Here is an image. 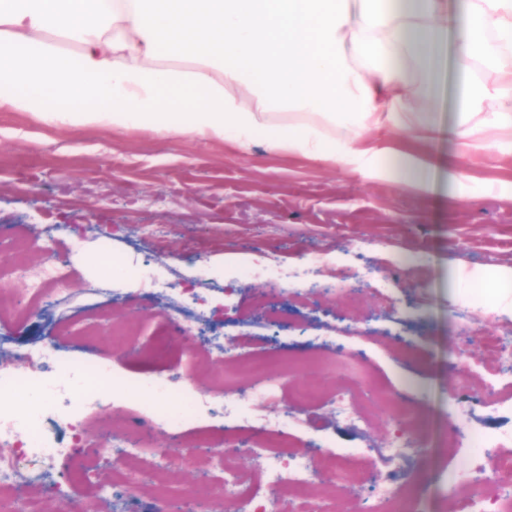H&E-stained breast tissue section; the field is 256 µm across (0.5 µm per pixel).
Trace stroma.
Segmentation results:
<instances>
[{
    "label": "stroma",
    "mask_w": 512,
    "mask_h": 512,
    "mask_svg": "<svg viewBox=\"0 0 512 512\" xmlns=\"http://www.w3.org/2000/svg\"><path fill=\"white\" fill-rule=\"evenodd\" d=\"M385 135L419 138L436 171L460 166L473 183L423 194L333 161L271 152L260 141L245 154L190 133L63 128L0 112V226L25 235L36 252L48 246L52 226L77 246L69 257L71 297L34 311L27 323L0 321V336L68 349L91 326L89 351L111 359L124 378L191 370L198 387L214 389L211 368L189 366L185 357L197 338L170 333L171 299L117 278L111 289H87L97 275L82 255L96 250L91 229L99 227L112 236L113 263L131 275L148 260L160 279L207 296L208 329L253 337L259 353L333 356L293 372L294 382L329 390L352 372L353 357L366 363L383 397L370 428L347 424L323 404L301 410L284 397L271 409L286 421L292 444L360 449L364 481L337 492L336 512L369 499L383 467L405 474L410 512H457L474 487L448 446L449 423L512 430V407L493 408L459 390L460 370L479 367L487 337L512 342V302L473 279L512 266V155L474 152L426 129ZM340 272L357 289L354 306L337 288ZM261 297L284 316L282 325L253 312ZM116 325L132 327L145 350L169 335V356L146 361L116 352ZM396 394L410 409L402 432L418 450L384 463L376 451L394 438L388 399ZM452 471L459 474L453 485Z\"/></svg>",
    "instance_id": "35a3bbf8"
}]
</instances>
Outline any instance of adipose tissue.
Here are the masks:
<instances>
[{"label": "adipose tissue", "instance_id": "1", "mask_svg": "<svg viewBox=\"0 0 512 512\" xmlns=\"http://www.w3.org/2000/svg\"><path fill=\"white\" fill-rule=\"evenodd\" d=\"M0 0V112L63 126L189 132L250 151L257 133L272 151L333 161L366 178L431 193L428 155L417 145L369 146L366 126L413 124L407 91L429 97L443 50L478 61L465 82L466 111L448 127L474 151L512 154V0H469L446 19L444 0ZM78 42L75 53L43 40ZM189 58L196 69L160 66ZM256 91V107L237 100ZM340 120L335 140L308 125H271L270 106ZM483 109L471 125L470 110Z\"/></svg>", "mask_w": 512, "mask_h": 512}]
</instances>
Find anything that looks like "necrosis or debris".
<instances>
[{
  "label": "necrosis or debris",
  "mask_w": 512,
  "mask_h": 512,
  "mask_svg": "<svg viewBox=\"0 0 512 512\" xmlns=\"http://www.w3.org/2000/svg\"><path fill=\"white\" fill-rule=\"evenodd\" d=\"M26 251V240L12 237L6 263L10 274L25 283L27 297L18 299L11 289L1 288L0 317L23 319L46 298L62 300L70 294L71 284L62 273L64 256L53 253L44 262L32 265L25 259ZM205 350L214 363L232 367L234 395L221 398L197 388L187 373L149 375L136 383L140 395L138 421L143 430H161L177 439L190 423L204 416H219L233 421L235 430L257 433L262 440L258 450L262 488L258 491L241 471L238 449L219 446L205 453L189 450L183 454L185 466L202 472L221 471L220 499L247 500L249 512H307L311 504L317 505L319 512H330L339 487L362 483L354 452L327 449L313 458L304 451H287L289 438L283 425L259 412L277 389L278 378L270 371L269 358L228 354L224 338L218 333L208 334ZM488 356L485 380L474 382L465 371L461 374L462 386L477 389L496 408L500 405L498 369L512 364V345L493 340ZM19 359L27 363V375L17 372L15 362ZM124 386L109 359L89 352L68 355L52 344H35L22 351L0 338V447L19 450L17 456L0 457V512H40L37 499L16 500L19 482L27 475L49 483L61 495L63 504H70L78 488L57 471L56 464L89 446L99 456L108 454L110 447L119 448L116 463L128 470L122 485L126 492L146 491L163 501L195 497V490L169 485L168 460L159 454L149 455L143 430L113 432L108 446L94 445L88 438L89 414ZM364 387V381L358 378L353 385H341L324 394L305 384L295 388L293 400L299 406L325 400L338 416L365 427L377 399L366 396ZM173 395L182 398L183 410L157 409V401ZM21 429L27 432L22 443L16 440ZM448 440L455 443L463 467L475 477L479 488L478 494L464 503L465 512H512V432L453 430Z\"/></svg>",
  "instance_id": "necrosis-or-debris-1"
}]
</instances>
